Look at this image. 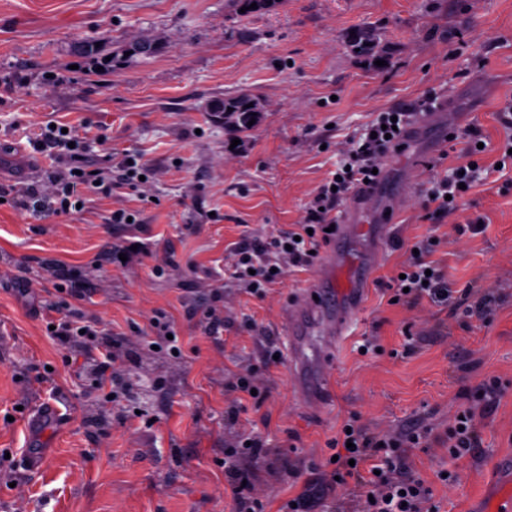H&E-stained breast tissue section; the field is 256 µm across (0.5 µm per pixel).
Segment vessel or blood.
<instances>
[{
  "label": "vessel or blood",
  "instance_id": "vessel-or-blood-1",
  "mask_svg": "<svg viewBox=\"0 0 512 512\" xmlns=\"http://www.w3.org/2000/svg\"><path fill=\"white\" fill-rule=\"evenodd\" d=\"M388 231V225L364 223L359 210L347 211L329 243L323 275L313 284L310 297L290 311L288 343L296 371L295 396L302 403L315 404L325 400L328 393L325 366L344 340L351 319L362 307L369 276L381 259L377 247L352 257L351 243L360 237L377 243ZM317 324L326 329L328 345L319 360H303L301 353L307 335ZM498 478L502 489L495 493L483 512H512V458L500 461Z\"/></svg>",
  "mask_w": 512,
  "mask_h": 512
}]
</instances>
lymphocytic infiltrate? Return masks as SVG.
<instances>
[{
    "label": "lymphocytic infiltrate",
    "mask_w": 512,
    "mask_h": 512,
    "mask_svg": "<svg viewBox=\"0 0 512 512\" xmlns=\"http://www.w3.org/2000/svg\"><path fill=\"white\" fill-rule=\"evenodd\" d=\"M427 108V101L418 100L378 113L369 126L370 137L351 150L347 169L336 172L317 187L299 224L236 248L234 274L246 283L251 294L264 296L268 288L282 281L287 268L314 266L317 251L330 238L329 228L335 223L337 205L353 198L359 185L377 183V174L386 169L389 159L408 149L407 131L413 115ZM107 138V133L102 130L91 138L74 127L64 131L43 124L34 134L32 145L49 157L53 166L44 179L26 188L16 198L17 206L44 208L55 215H69L76 213L78 205L87 203L92 194L111 197L123 188L143 191L149 167L141 158L116 163L120 178L112 182L98 181L92 169L84 166L83 153L89 140L103 142ZM463 140L464 162L453 167L451 178L434 182L430 196L425 200L426 205L432 206L433 216L449 217L458 212L467 189L474 187L479 179L480 170L475 163L482 154V134L479 129L472 128ZM432 254V240L417 242L415 252L408 254L404 261L400 275L393 277L388 286L392 298L409 307L424 300L451 303L464 317L490 323L497 310L493 292H486L478 304H469L466 296L456 295ZM53 334L63 344L81 334L89 344L103 347L105 353L96 364L94 374L97 378H106L115 360L109 350L111 330L99 328L73 312L55 322ZM493 400V394H485L482 406H471L457 413L447 436L451 458H464L477 447L476 421L485 417L487 406ZM436 440L432 430L420 428L404 430L391 437L376 434L362 426L357 415H349L330 443L337 456L332 472L308 485L304 493L296 497L289 512H317L325 489L350 479L369 498L364 505L365 512H435L431 503L432 488L424 479L411 474L404 451L431 446Z\"/></svg>",
    "instance_id": "obj_1"
}]
</instances>
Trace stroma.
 Here are the masks:
<instances>
[{
  "instance_id": "stroma-1",
  "label": "stroma",
  "mask_w": 512,
  "mask_h": 512,
  "mask_svg": "<svg viewBox=\"0 0 512 512\" xmlns=\"http://www.w3.org/2000/svg\"><path fill=\"white\" fill-rule=\"evenodd\" d=\"M355 31L381 49L383 65L357 62ZM140 42L152 53L135 52ZM51 72L72 84L47 83ZM13 73L27 82L0 94V157L48 169L28 140L33 129L88 123L109 139L90 144L86 164L128 151L154 174L148 199L123 196L135 224L106 223L114 203L97 196L73 216L0 202V512H238L222 459L249 433L265 446L251 466L252 496L279 512L313 465L327 463L348 414L384 433L421 423L442 434L494 380L501 396L470 456L450 459L444 446L408 453L439 512H470L494 482L495 459L512 454V159L503 156L512 126L498 113L512 94V0H275L249 13L234 0H0V77ZM241 96L258 112L237 134L212 107ZM425 97L447 100V122L482 130L483 164L505 163L460 213L485 228L460 237L447 220L424 217L428 181L450 174L461 141L435 149L430 129L391 159L397 197L362 208L367 223L392 220L382 260L326 371L329 398L301 404L290 365L266 366L262 350L268 340L287 349L288 310L319 268L288 273L261 301L224 270L238 243L304 215L345 141L377 112ZM431 235L453 288L473 302L496 291L490 324L428 301L414 311L389 305L386 286L409 247ZM132 241L147 253L116 270L112 250ZM165 257L173 263L155 277ZM63 265L78 272L86 299L59 293ZM72 308L112 330L111 382L85 367L83 339L63 346L51 336L49 322ZM212 313L224 321L216 333ZM156 315L173 324L180 357L152 332ZM372 337L379 350L360 353ZM247 372L268 388L262 403L232 390ZM46 402L60 416L33 424ZM31 451L39 468L26 464ZM442 468L456 480L439 481Z\"/></svg>"
}]
</instances>
